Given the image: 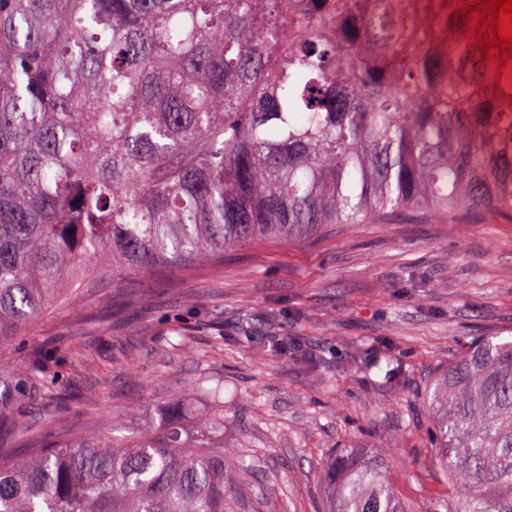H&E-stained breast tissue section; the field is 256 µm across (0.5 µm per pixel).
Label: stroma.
Masks as SVG:
<instances>
[{
  "mask_svg": "<svg viewBox=\"0 0 512 512\" xmlns=\"http://www.w3.org/2000/svg\"><path fill=\"white\" fill-rule=\"evenodd\" d=\"M83 337L94 362L74 367L59 345ZM296 338L308 366L267 337ZM483 336H512V223L477 216L349 224L306 239H259L185 267L113 279L97 273L74 300L52 302L26 335L0 346V371L40 349L64 399L0 387V447L92 427L135 424L143 402L177 397L211 408L204 374L224 381L228 512H323L318 475L330 453L381 456L409 512H430L435 465L429 384ZM395 354L405 373L379 371Z\"/></svg>",
  "mask_w": 512,
  "mask_h": 512,
  "instance_id": "35a3bbf8",
  "label": "stroma"
}]
</instances>
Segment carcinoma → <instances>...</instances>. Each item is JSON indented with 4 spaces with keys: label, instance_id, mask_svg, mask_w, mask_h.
<instances>
[{
    "label": "carcinoma",
    "instance_id": "obj_1",
    "mask_svg": "<svg viewBox=\"0 0 512 512\" xmlns=\"http://www.w3.org/2000/svg\"><path fill=\"white\" fill-rule=\"evenodd\" d=\"M481 3L0 0V344L95 268L410 213L512 222V71L467 24ZM55 355L14 373L48 403ZM222 388L195 382L213 406L192 426L173 398L121 437L0 451V512H224ZM427 400L462 493L430 512H512V336L478 340ZM320 477L325 512H408L371 452Z\"/></svg>",
    "mask_w": 512,
    "mask_h": 512
}]
</instances>
